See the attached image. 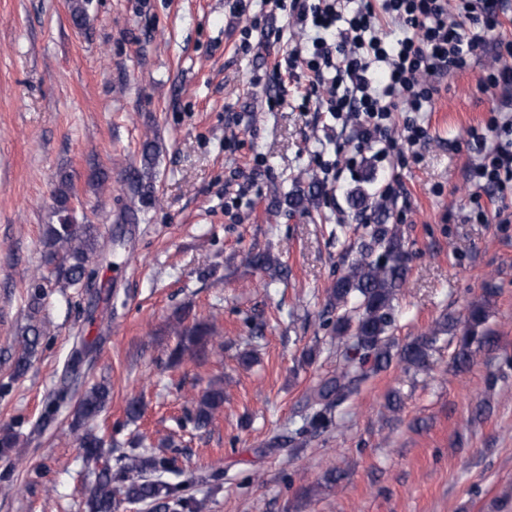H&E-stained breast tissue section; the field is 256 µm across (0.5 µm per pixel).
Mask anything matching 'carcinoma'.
Segmentation results:
<instances>
[{"label":"carcinoma","instance_id":"1","mask_svg":"<svg viewBox=\"0 0 512 512\" xmlns=\"http://www.w3.org/2000/svg\"><path fill=\"white\" fill-rule=\"evenodd\" d=\"M72 195L64 178L54 192L53 201L58 223L46 225L43 232L46 263L51 265L50 276L36 280L29 301V322L24 329L21 351L13 361L14 372L24 374L45 335L43 321L38 318L44 298L43 282L55 281L63 288H85L94 283L96 270L90 259L104 251L100 233L93 224H73L70 217ZM407 251L399 230L387 224H376L369 240L358 246L356 257L336 279L328 295L332 309L343 308L336 316V341L340 346V362L336 370L322 377L307 397L303 432L319 433L333 424L335 406L356 394L374 374L387 368L393 359L408 369H425L436 344L443 335L458 336L459 348L455 363L459 368L471 364L476 348H492L494 337L485 327L487 310L478 301L469 307L468 315L460 322L448 316L436 324L431 335L396 347L389 336L393 325V301L405 283ZM180 343L174 351L179 358L185 352L194 356L206 352L212 329L197 324L191 328H173ZM82 385L81 374H75L72 384L57 390L47 403L46 416L52 417L72 399ZM110 396L104 385L84 390L78 400L75 418L82 432L79 448L87 476V512H124L130 503L146 502L153 512H203L204 501L185 494L186 483L147 480L145 474L183 473L173 458L160 457L133 447L112 456L105 447L104 436L90 421L96 419ZM224 406V390L210 386L194 398L190 420L198 429L206 428ZM19 443V434L12 429L0 431V458L6 459Z\"/></svg>","mask_w":512,"mask_h":512}]
</instances>
